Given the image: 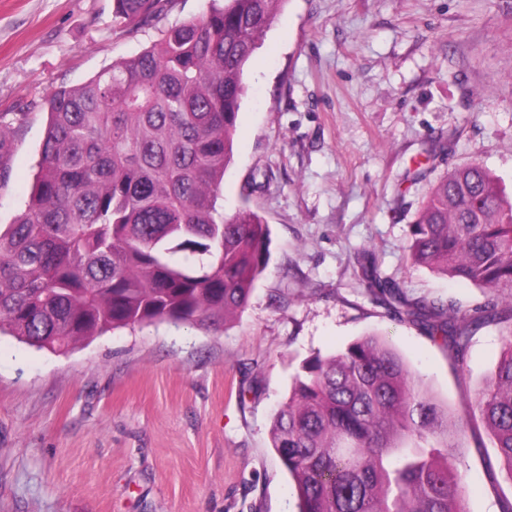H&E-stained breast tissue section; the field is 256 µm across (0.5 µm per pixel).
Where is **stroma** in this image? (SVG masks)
<instances>
[{
    "label": "stroma",
    "instance_id": "35a3bbf8",
    "mask_svg": "<svg viewBox=\"0 0 512 512\" xmlns=\"http://www.w3.org/2000/svg\"><path fill=\"white\" fill-rule=\"evenodd\" d=\"M170 0L146 25L113 0H0V120L11 123L0 225L29 202L45 98L207 11ZM234 162L218 207L271 230L270 262L222 327L156 321L65 352L0 335V512H297L270 442L303 362L386 338L456 418L503 347L491 325L462 361L384 305L363 264L408 299L472 312L490 291L410 263L429 188L470 163L512 194V0H285L244 70ZM453 454L463 512L512 492L483 427Z\"/></svg>",
    "mask_w": 512,
    "mask_h": 512
}]
</instances>
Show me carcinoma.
<instances>
[{"label": "carcinoma", "mask_w": 512, "mask_h": 512, "mask_svg": "<svg viewBox=\"0 0 512 512\" xmlns=\"http://www.w3.org/2000/svg\"><path fill=\"white\" fill-rule=\"evenodd\" d=\"M285 0H221L139 54L48 97L26 209L0 230V333L50 350L155 321L223 326L269 263V224L219 190L233 162L244 68ZM162 0H113L137 26ZM412 265L495 292L472 314L411 301L372 271L368 287L462 359L472 331L500 326L468 419L427 396L377 334L306 360L276 411L271 446L298 512H462L472 487L448 457L480 424L512 483V196L479 165L434 184L407 245Z\"/></svg>", "instance_id": "cac0c4a2"}]
</instances>
